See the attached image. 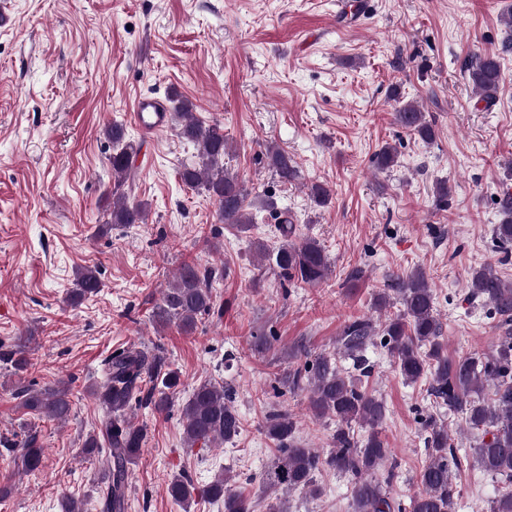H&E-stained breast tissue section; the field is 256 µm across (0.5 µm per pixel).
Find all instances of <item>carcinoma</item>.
<instances>
[{
    "instance_id": "1",
    "label": "carcinoma",
    "mask_w": 512,
    "mask_h": 512,
    "mask_svg": "<svg viewBox=\"0 0 512 512\" xmlns=\"http://www.w3.org/2000/svg\"><path fill=\"white\" fill-rule=\"evenodd\" d=\"M512 54V36L505 37L496 53L475 54L465 67L475 91L482 100L495 98L503 73L499 56ZM178 117L177 135L193 144L197 161L183 167L179 173L182 184L201 190L218 204V221L228 229L246 232L254 223L253 202L244 182L224 167L229 142L217 124L207 125L193 112V104L180 100L175 105ZM399 126L418 136L423 142L435 139L434 125L416 106L406 103L396 112ZM105 138L112 143L109 164L113 188L106 194L112 199L108 220L99 226L105 234L115 224H144L147 204L128 201L125 185L131 179L133 159L141 144L127 137L123 125L113 123L104 128ZM266 164L283 184L299 178L294 159L275 145L265 150ZM396 163L395 149L382 146L374 155V166L386 170ZM311 200L325 206L331 200V190L323 183L309 188ZM496 205L501 223L493 228L496 246L504 251L512 246V191L504 189ZM276 232L280 242L270 247L263 241L254 242V254L260 274H271L281 283L316 285L325 281L330 263L320 243L305 237L295 240L294 219L286 213L276 215ZM224 277V267L184 264L173 280L160 291V301L152 310V321L158 326L175 324L185 334L196 331L199 321L222 313L213 297V283ZM101 280L97 269L81 267L76 271L75 288L67 296L70 304H78L97 294ZM471 296L482 298L498 316L503 331L496 348L488 353H472L450 357L446 351L443 325L435 309V297L422 272L408 275L391 274L387 287L374 297L373 306L381 312L395 304L397 313L376 325L370 319L356 318L346 322L336 338V350L311 354L297 349L288 358L299 364L282 374L281 384L288 391H307L309 407L315 416L336 418V431L331 448L322 456L304 447L298 436L295 417L286 410H274L266 416L263 432L277 447L278 455L261 474V482L270 488L301 491L317 495L320 488L315 476L328 467L351 477L352 512H395L378 478V471L391 456V450L379 427L385 417L384 402L358 388L338 366V356L354 361L363 377L370 376L372 367L364 353L381 337L380 344L394 358L405 381L429 380V395L436 403L450 410L466 413V423L482 431L479 442L472 448L473 462L504 488L493 498L490 512H512V285L505 284L497 273L486 266L472 274ZM31 337L17 336L13 348L4 355L14 369L28 366L27 348ZM104 382L91 391L105 415L98 430L86 436L83 454L92 456L108 448L109 466L99 485L102 512H125L128 465L140 456L147 439V429L132 423L127 411L131 403L149 408L155 413L170 411L172 401L167 391L180 383L177 372L165 367L159 354L145 351H123L102 361ZM493 388L492 397L485 399L483 389ZM28 412L64 423L69 420L73 403L71 382L35 388L22 385L14 392ZM188 447L216 448L232 442L241 432V418L234 408L228 391L218 382L205 381L193 389L181 412ZM367 429V435L355 436L352 424ZM423 427L428 433V461L419 474L421 490L410 503V512H455L460 491L452 473L460 469L451 437L443 425L429 418ZM21 448V468L31 472L43 461L44 447L38 435L27 433L24 440L13 444ZM228 479L220 476L204 485L201 497L224 505V512H255L254 502L242 493L227 487ZM195 487L191 478L180 475L168 484L169 497L184 504L192 498Z\"/></svg>"
}]
</instances>
